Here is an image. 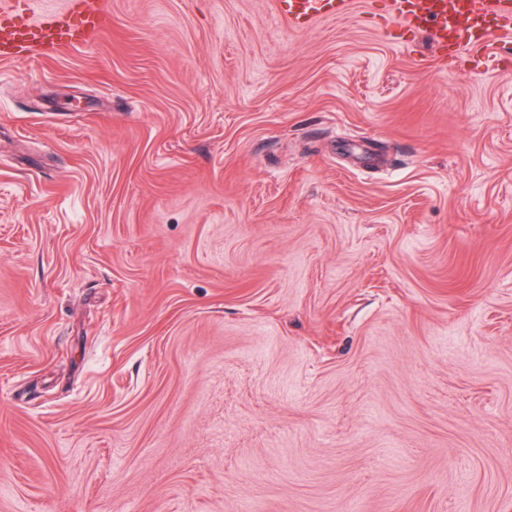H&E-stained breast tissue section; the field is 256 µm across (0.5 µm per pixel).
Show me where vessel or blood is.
I'll return each instance as SVG.
<instances>
[{
  "mask_svg": "<svg viewBox=\"0 0 512 512\" xmlns=\"http://www.w3.org/2000/svg\"><path fill=\"white\" fill-rule=\"evenodd\" d=\"M80 11L41 12L28 23L13 20L12 0H0V57L55 50L73 37L90 40L103 29L110 0H79ZM288 27L309 29L318 19L347 15L351 0H278ZM391 17L414 32L432 30L441 50H488L512 32V0H391Z\"/></svg>",
  "mask_w": 512,
  "mask_h": 512,
  "instance_id": "vessel-or-blood-1",
  "label": "vessel or blood"
}]
</instances>
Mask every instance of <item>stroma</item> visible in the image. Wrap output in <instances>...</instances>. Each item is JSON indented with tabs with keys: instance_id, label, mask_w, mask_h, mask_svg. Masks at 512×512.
<instances>
[{
	"instance_id": "stroma-1",
	"label": "stroma",
	"mask_w": 512,
	"mask_h": 512,
	"mask_svg": "<svg viewBox=\"0 0 512 512\" xmlns=\"http://www.w3.org/2000/svg\"><path fill=\"white\" fill-rule=\"evenodd\" d=\"M388 11L0 60V512H512V71Z\"/></svg>"
}]
</instances>
